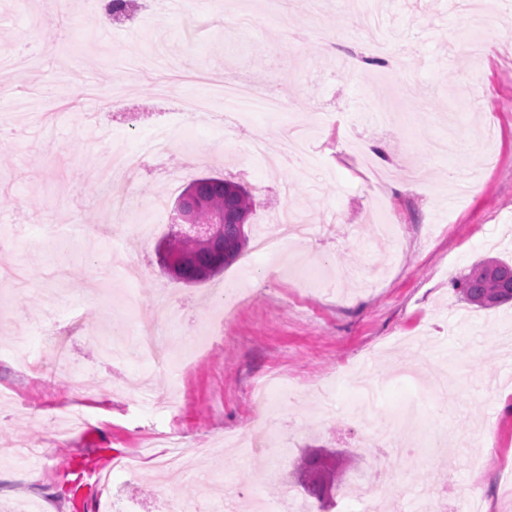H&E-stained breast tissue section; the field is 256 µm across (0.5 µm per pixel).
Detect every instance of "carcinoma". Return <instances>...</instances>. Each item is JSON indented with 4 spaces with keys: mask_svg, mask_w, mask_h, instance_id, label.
Segmentation results:
<instances>
[{
    "mask_svg": "<svg viewBox=\"0 0 512 512\" xmlns=\"http://www.w3.org/2000/svg\"><path fill=\"white\" fill-rule=\"evenodd\" d=\"M194 204L193 217L208 224L218 213L226 215L222 231L204 245L193 244L181 234H168L158 245L161 267L173 279L185 284L202 283L224 270L239 256L246 242L241 226L248 224L256 208L250 191L238 182L221 176H205L184 190ZM455 287L461 297L478 308H490L512 301V265L487 260L471 269ZM336 452H304L295 466L297 484L320 501L332 496L339 482Z\"/></svg>",
    "mask_w": 512,
    "mask_h": 512,
    "instance_id": "carcinoma-1",
    "label": "carcinoma"
}]
</instances>
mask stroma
Here are the masks:
<instances>
[{
	"instance_id": "stroma-1",
	"label": "stroma",
	"mask_w": 512,
	"mask_h": 512,
	"mask_svg": "<svg viewBox=\"0 0 512 512\" xmlns=\"http://www.w3.org/2000/svg\"><path fill=\"white\" fill-rule=\"evenodd\" d=\"M244 2L260 23L239 25L222 0L169 12L135 0L103 28L91 0H64L54 14L37 0H0V48L23 62L0 97V342L26 329L28 349L65 343L80 370L34 378L0 349V388L22 399L0 401V449L38 453L32 469L0 463V512H165L171 496L186 512L261 501L290 512L296 497L311 512H346L340 498L323 507L296 484L307 448L342 452L347 482L390 470L384 512H410L419 486L457 508L458 492L472 490L483 512H512L501 480L512 468V303L478 309L454 288L480 260L512 262V53L501 49L512 16L484 34L477 61L456 41L469 14L455 0H369L354 14L347 0ZM40 40L54 41L53 55L33 51ZM235 80L276 87L291 106L248 113L229 135L196 119L187 140L119 181L128 211L109 219L93 159L113 130L137 150L160 113ZM293 124L314 133L305 177L249 154L256 138ZM209 175L256 199L242 251L254 272L229 317L212 291L240 286L241 260L186 285L158 264L169 225L147 239L123 230ZM387 211L393 233L380 240L371 221ZM283 212L313 235L269 276L253 242ZM60 225L94 243L70 244L62 266L50 234ZM126 261L143 266L140 281H125ZM159 288L175 300L172 344L202 331L206 349L180 367L113 359L115 326L130 343L140 328L120 294ZM363 374L383 389L375 418L424 442L416 456H367L364 420L324 412L317 392L352 407ZM427 423L443 448L428 447ZM173 433L214 451L183 455L180 473L164 477L157 460ZM136 448L153 454L139 472L111 470ZM106 468L109 483H96Z\"/></svg>"
}]
</instances>
